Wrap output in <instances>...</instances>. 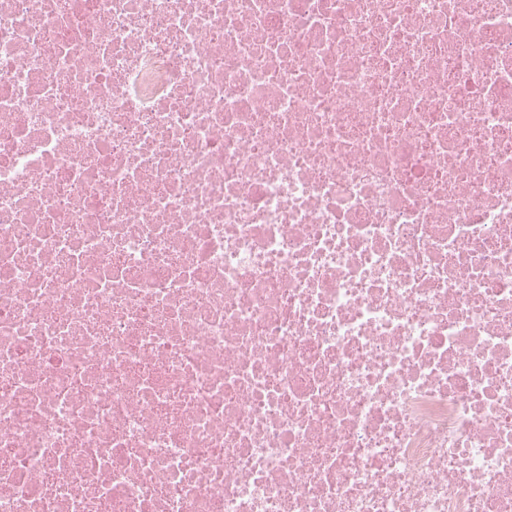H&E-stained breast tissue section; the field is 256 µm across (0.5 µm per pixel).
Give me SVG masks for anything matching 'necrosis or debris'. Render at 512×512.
<instances>
[{"instance_id": "1", "label": "necrosis or debris", "mask_w": 512, "mask_h": 512, "mask_svg": "<svg viewBox=\"0 0 512 512\" xmlns=\"http://www.w3.org/2000/svg\"><path fill=\"white\" fill-rule=\"evenodd\" d=\"M0 512H512V0H0Z\"/></svg>"}]
</instances>
